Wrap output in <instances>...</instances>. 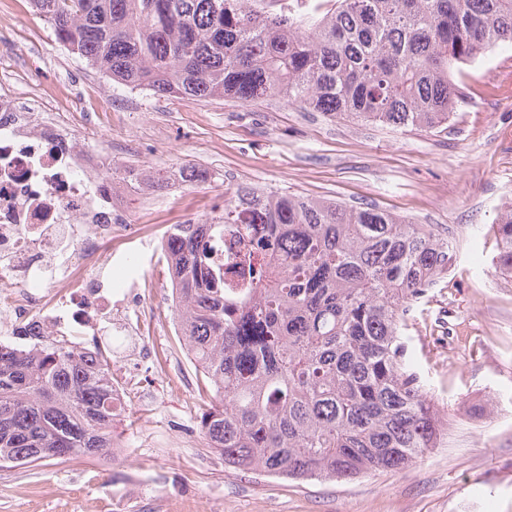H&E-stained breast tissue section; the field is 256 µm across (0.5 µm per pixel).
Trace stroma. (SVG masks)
<instances>
[{"label":"stroma","mask_w":512,"mask_h":512,"mask_svg":"<svg viewBox=\"0 0 512 512\" xmlns=\"http://www.w3.org/2000/svg\"><path fill=\"white\" fill-rule=\"evenodd\" d=\"M26 54L0 43V63L92 113L99 144L120 161L208 182L166 202L128 203L130 224L205 218L235 183L341 203H373L430 224L460 246L446 278L403 331L449 422L439 448L400 471L352 481L290 479L225 466L198 426L201 375L182 348L162 246L145 249L146 281L112 321L131 329L111 359L126 392L119 455L0 467V512H512V275L496 267L489 229L512 204V48L456 79L464 96L445 130H396L337 119L278 98L242 104L158 97L106 81L57 43L30 0H0ZM152 353L137 364L138 346Z\"/></svg>","instance_id":"1"}]
</instances>
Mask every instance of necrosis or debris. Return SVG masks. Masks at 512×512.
<instances>
[{"label": "necrosis or debris", "mask_w": 512, "mask_h": 512, "mask_svg": "<svg viewBox=\"0 0 512 512\" xmlns=\"http://www.w3.org/2000/svg\"><path fill=\"white\" fill-rule=\"evenodd\" d=\"M34 101L0 87V315L10 335L87 334L96 312L122 293L112 276L113 242L125 196L144 191L124 173L112 191V152L81 143L83 123L60 107L50 87Z\"/></svg>", "instance_id": "1"}]
</instances>
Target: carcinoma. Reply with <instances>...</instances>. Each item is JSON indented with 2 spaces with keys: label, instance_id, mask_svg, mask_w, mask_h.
<instances>
[{
  "label": "carcinoma",
  "instance_id": "cac0c4a2",
  "mask_svg": "<svg viewBox=\"0 0 512 512\" xmlns=\"http://www.w3.org/2000/svg\"><path fill=\"white\" fill-rule=\"evenodd\" d=\"M56 40L132 90L305 109L434 131L456 70L512 46V0H31ZM186 185L206 180L191 165ZM227 224L249 239L214 257ZM512 274V206L491 225ZM457 243L371 204L237 183L173 225L165 260L184 347L212 391L199 426L233 469L353 480L426 457L448 431L404 322ZM125 402L107 356L0 344V464L114 454Z\"/></svg>",
  "mask_w": 512,
  "mask_h": 512
}]
</instances>
